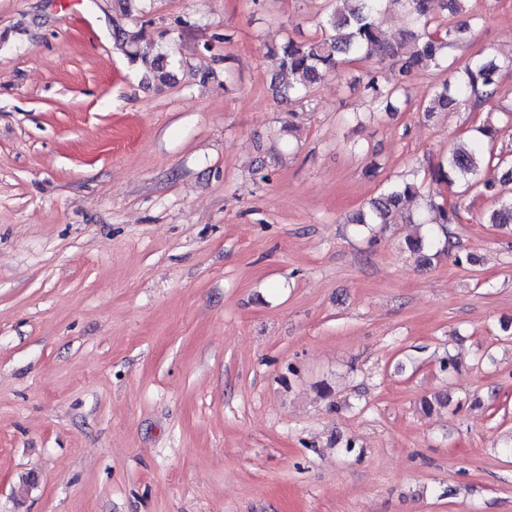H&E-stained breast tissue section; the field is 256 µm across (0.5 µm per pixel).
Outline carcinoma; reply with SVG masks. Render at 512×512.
Masks as SVG:
<instances>
[{"label":"carcinoma","instance_id":"cac0c4a2","mask_svg":"<svg viewBox=\"0 0 512 512\" xmlns=\"http://www.w3.org/2000/svg\"><path fill=\"white\" fill-rule=\"evenodd\" d=\"M348 1L354 2L352 8L336 6L325 14L319 22L321 34L303 43L289 40L269 50L279 72L288 75V82L275 86L280 102L286 104L304 98L312 85L326 76L342 79L344 65L359 57L392 58L398 67L395 82L386 85L379 73L372 71L362 86L365 96L386 112H397L407 102L408 85L424 67L449 69L451 77L436 87L423 111L455 110L470 103L480 109L490 101L500 65L492 58H479L456 67L448 64L445 49L461 40L463 29L437 25L442 12H460L463 0H337ZM388 3L400 5L421 33L408 41L387 42L382 36L380 18ZM474 132L479 138L467 149H452L446 160L429 169L430 179L449 185H482L488 191L494 190L498 182L512 183V163L483 149L484 139H492L494 129L482 124ZM420 196L417 182H393L370 200L367 209L356 215L354 223L388 224L401 203ZM426 208L429 218L424 223L425 232L406 240L407 248L420 254L437 251L442 243H450L448 225L459 220V205L454 201L431 199ZM485 219L501 227L512 224V199L498 201L487 211Z\"/></svg>","mask_w":512,"mask_h":512}]
</instances>
